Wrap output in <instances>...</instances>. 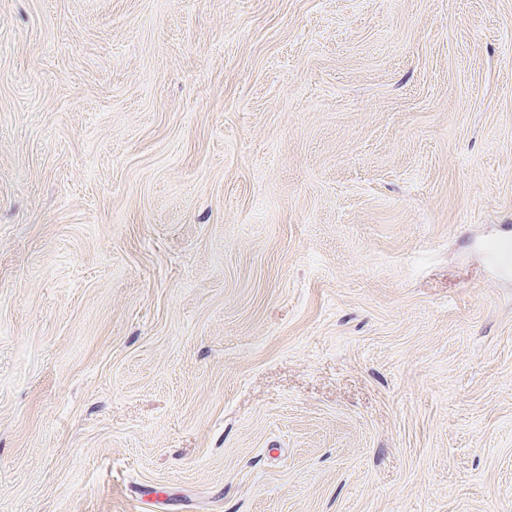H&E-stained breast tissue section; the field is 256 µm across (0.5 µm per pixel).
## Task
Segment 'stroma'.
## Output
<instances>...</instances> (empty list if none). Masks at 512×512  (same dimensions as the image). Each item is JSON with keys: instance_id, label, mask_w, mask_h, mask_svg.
I'll list each match as a JSON object with an SVG mask.
<instances>
[{"instance_id": "1", "label": "stroma", "mask_w": 512, "mask_h": 512, "mask_svg": "<svg viewBox=\"0 0 512 512\" xmlns=\"http://www.w3.org/2000/svg\"><path fill=\"white\" fill-rule=\"evenodd\" d=\"M512 0H0V512H512Z\"/></svg>"}]
</instances>
